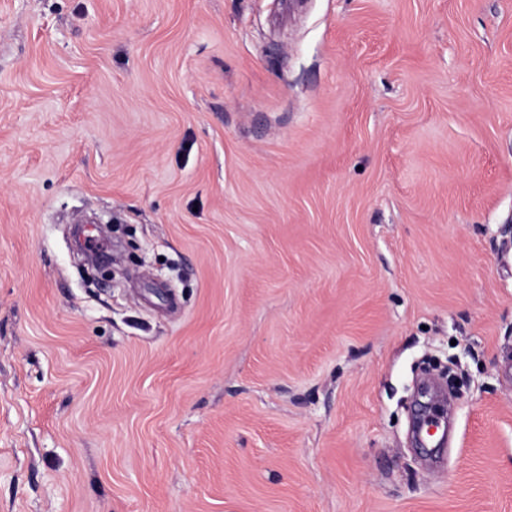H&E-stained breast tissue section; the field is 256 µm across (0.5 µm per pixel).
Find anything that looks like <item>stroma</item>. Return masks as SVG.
Instances as JSON below:
<instances>
[{
    "label": "stroma",
    "mask_w": 512,
    "mask_h": 512,
    "mask_svg": "<svg viewBox=\"0 0 512 512\" xmlns=\"http://www.w3.org/2000/svg\"><path fill=\"white\" fill-rule=\"evenodd\" d=\"M0 512H512V0H0Z\"/></svg>",
    "instance_id": "obj_1"
}]
</instances>
